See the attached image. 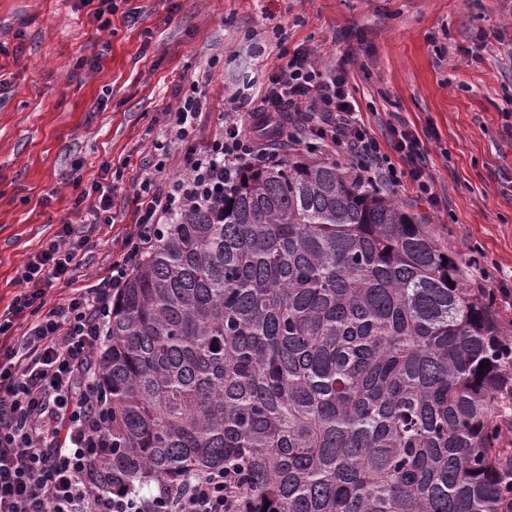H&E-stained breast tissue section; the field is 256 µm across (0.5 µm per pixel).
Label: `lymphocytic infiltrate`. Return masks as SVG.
Wrapping results in <instances>:
<instances>
[{
  "label": "lymphocytic infiltrate",
  "mask_w": 512,
  "mask_h": 512,
  "mask_svg": "<svg viewBox=\"0 0 512 512\" xmlns=\"http://www.w3.org/2000/svg\"><path fill=\"white\" fill-rule=\"evenodd\" d=\"M206 104L204 86L194 83L165 108V135L182 146L179 165L170 169L160 157L136 177L134 227L96 284L77 288L73 281L93 236L112 221L116 187L99 181L76 194L70 216L29 258L20 290L0 314V512H238L220 470L185 485H157L147 497L104 480L100 460L112 433L95 355L112 294L152 251L160 225L186 207L213 203L240 173L270 165L272 121L301 123L312 137L343 146L363 181L409 185L418 197L438 201L416 133L392 125L377 137L345 71L322 69L310 50H294L276 66L260 101L236 97L221 133L201 149L193 131ZM77 221L84 233H74ZM59 283L71 288L60 299ZM26 313L31 322L17 330Z\"/></svg>",
  "instance_id": "f902f5d3"
}]
</instances>
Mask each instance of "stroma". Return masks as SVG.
Listing matches in <instances>:
<instances>
[{
  "instance_id": "35a3bbf8",
  "label": "stroma",
  "mask_w": 512,
  "mask_h": 512,
  "mask_svg": "<svg viewBox=\"0 0 512 512\" xmlns=\"http://www.w3.org/2000/svg\"><path fill=\"white\" fill-rule=\"evenodd\" d=\"M135 12L125 21L124 12ZM347 73L374 132L401 121L431 159L438 204L408 187L459 257L466 287H512V0H120L100 29L80 0H0V312L102 164L123 175L76 287L95 284L135 222L134 170L162 141L179 88L206 81L198 142L241 90L261 97L282 50ZM100 56L98 70L77 69Z\"/></svg>"
}]
</instances>
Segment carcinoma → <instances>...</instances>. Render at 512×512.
Wrapping results in <instances>:
<instances>
[{"label":"carcinoma","mask_w":512,"mask_h":512,"mask_svg":"<svg viewBox=\"0 0 512 512\" xmlns=\"http://www.w3.org/2000/svg\"><path fill=\"white\" fill-rule=\"evenodd\" d=\"M98 362L115 488L222 468L242 512H512V319L318 150L176 214Z\"/></svg>","instance_id":"cac0c4a2"}]
</instances>
